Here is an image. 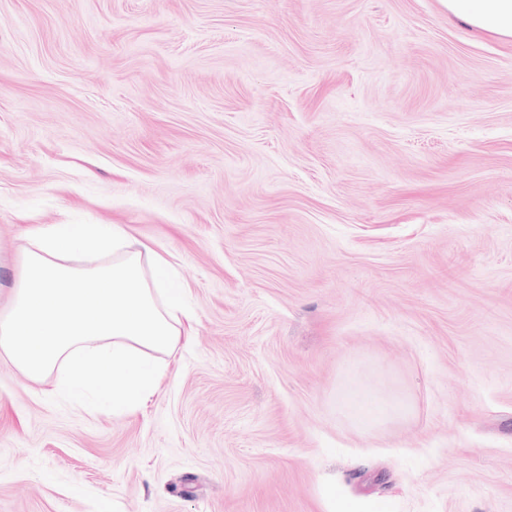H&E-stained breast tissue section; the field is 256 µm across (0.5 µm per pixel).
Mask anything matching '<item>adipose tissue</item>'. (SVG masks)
<instances>
[{
  "instance_id": "ef3b65f1",
  "label": "adipose tissue",
  "mask_w": 512,
  "mask_h": 512,
  "mask_svg": "<svg viewBox=\"0 0 512 512\" xmlns=\"http://www.w3.org/2000/svg\"><path fill=\"white\" fill-rule=\"evenodd\" d=\"M441 2L474 30L512 39V0ZM192 318L171 264L126 225L35 224L0 310V362L87 412L132 415L166 375L152 353L175 350ZM88 363L112 390L86 388Z\"/></svg>"
}]
</instances>
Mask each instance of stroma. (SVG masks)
<instances>
[{
	"label": "stroma",
	"instance_id": "obj_1",
	"mask_svg": "<svg viewBox=\"0 0 512 512\" xmlns=\"http://www.w3.org/2000/svg\"><path fill=\"white\" fill-rule=\"evenodd\" d=\"M32 224L128 225L194 319L133 415L0 363V512H512V39L440 0H0V309ZM363 404L369 410H372L370 416H381L385 419H393L406 414L409 410V406L396 399L389 398L385 400L368 399L364 400Z\"/></svg>",
	"mask_w": 512,
	"mask_h": 512
}]
</instances>
